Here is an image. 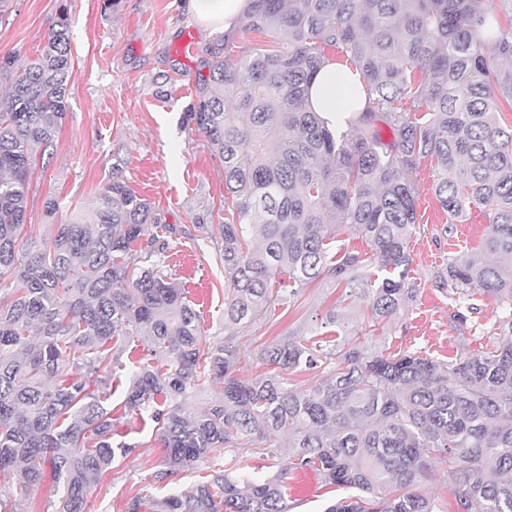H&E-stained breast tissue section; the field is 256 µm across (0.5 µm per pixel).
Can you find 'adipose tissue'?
Returning a JSON list of instances; mask_svg holds the SVG:
<instances>
[{"instance_id": "adipose-tissue-1", "label": "adipose tissue", "mask_w": 512, "mask_h": 512, "mask_svg": "<svg viewBox=\"0 0 512 512\" xmlns=\"http://www.w3.org/2000/svg\"><path fill=\"white\" fill-rule=\"evenodd\" d=\"M251 0H186L185 8L200 23L213 29L231 30L250 6ZM313 111L319 112L331 129L345 125L349 112L366 103L362 76L345 65L326 61L315 75L309 91Z\"/></svg>"}]
</instances>
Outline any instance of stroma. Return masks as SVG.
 <instances>
[{
	"label": "stroma",
	"instance_id": "1",
	"mask_svg": "<svg viewBox=\"0 0 512 512\" xmlns=\"http://www.w3.org/2000/svg\"><path fill=\"white\" fill-rule=\"evenodd\" d=\"M66 8L75 78L67 90V114L61 132L30 177L27 231L50 237L51 226L88 203L120 168L125 181L151 204L163 223L175 225L169 237V264L174 278L200 311L202 328L214 341H229L238 352L235 375L247 380L265 373L259 353L287 339L357 338L367 322V301L349 295L344 285L319 280L302 289L294 304L224 335V243L218 230L224 221V167L205 134L184 119L208 77L207 48L218 31L199 24L180 0H117L106 10L102 0H13L0 14V56L16 65L34 59L53 27L59 8ZM191 41V54L178 44ZM434 165L418 172L420 222L409 243V277L417 292L407 309L381 323L369 342L392 353L412 352L447 361L492 346L498 321L511 313L489 297H475V310L458 316L453 292L435 285L449 256L485 257V218L480 209L467 212L453 234H445L448 215L432 191ZM54 195L60 208L47 216L44 201ZM211 225L210 234L197 232ZM142 354L128 342L120 364L104 375L112 394V441L134 445L118 459L108 477L92 483L84 512H128L136 495L164 499L173 485L188 486L204 475L205 464L180 473L174 481L157 480L165 468V450L148 413L123 407L134 365ZM422 481L440 512H463L453 495V480L440 460H430ZM18 512H55L58 488L45 474L33 490L7 487Z\"/></svg>",
	"mask_w": 512,
	"mask_h": 512
}]
</instances>
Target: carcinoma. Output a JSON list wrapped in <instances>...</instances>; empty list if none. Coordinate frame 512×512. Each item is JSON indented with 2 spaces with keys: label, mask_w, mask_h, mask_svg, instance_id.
Here are the masks:
<instances>
[{
  "label": "carcinoma",
  "mask_w": 512,
  "mask_h": 512,
  "mask_svg": "<svg viewBox=\"0 0 512 512\" xmlns=\"http://www.w3.org/2000/svg\"><path fill=\"white\" fill-rule=\"evenodd\" d=\"M493 0H251L243 52L224 38L208 48L209 77L187 123L202 130L224 165V335L265 318L322 278L370 294L368 323L389 321L412 300L408 244L417 218L421 164L435 161L432 189L448 234L467 209H482L490 260L448 259L439 287L512 297V15ZM332 58L359 71L367 105L343 131L308 106L309 85ZM0 94V484L26 487L49 462L62 489L56 512H83L90 484L112 469V410L100 373L137 339L144 356L124 408L151 410L167 453L159 479L197 462L210 474L164 498L161 512H287V468L312 467L353 491L325 512H436L420 492L428 461L448 466L465 512H512V318L501 342L441 362L286 340L259 358L271 371L242 381L236 353L202 335L200 313L166 265L173 232L118 176L90 207L38 243L22 235L38 153L66 118L75 73L69 19L60 10L39 55L21 68L3 57ZM368 252L326 246L340 231ZM392 276L368 282L370 265ZM286 278L277 279L279 275ZM331 366L307 388L288 372ZM224 399L188 412L201 386ZM265 478L236 472L228 448L276 458Z\"/></svg>",
  "instance_id": "obj_1"
}]
</instances>
